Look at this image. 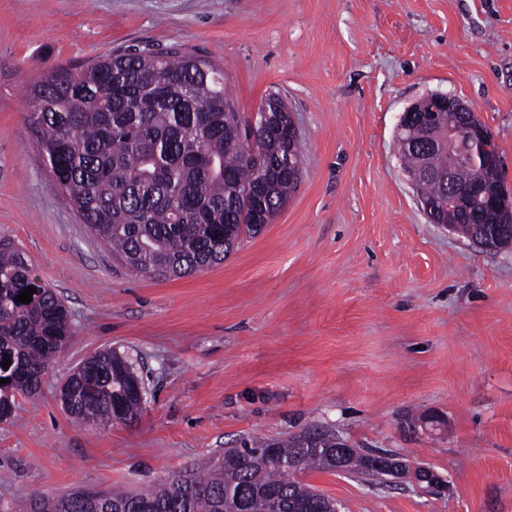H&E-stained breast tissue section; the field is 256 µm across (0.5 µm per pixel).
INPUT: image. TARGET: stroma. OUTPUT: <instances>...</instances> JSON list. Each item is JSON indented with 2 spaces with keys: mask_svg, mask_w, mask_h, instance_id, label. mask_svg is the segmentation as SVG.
<instances>
[{
  "mask_svg": "<svg viewBox=\"0 0 512 512\" xmlns=\"http://www.w3.org/2000/svg\"><path fill=\"white\" fill-rule=\"evenodd\" d=\"M222 64L241 120L273 93L302 149L285 207L224 263L132 272L52 185L29 83L130 45ZM470 106L512 193V0H0V236L74 338L0 423V512L80 486L137 491L241 439L329 429L440 492L308 471L340 512H512V246L430 223L395 150L433 94ZM112 349L145 381L134 422L76 425L64 379Z\"/></svg>",
  "mask_w": 512,
  "mask_h": 512,
  "instance_id": "35a3bbf8",
  "label": "stroma"
}]
</instances>
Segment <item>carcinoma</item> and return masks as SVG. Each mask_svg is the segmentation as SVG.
<instances>
[{"label":"carcinoma","mask_w":512,"mask_h":512,"mask_svg":"<svg viewBox=\"0 0 512 512\" xmlns=\"http://www.w3.org/2000/svg\"><path fill=\"white\" fill-rule=\"evenodd\" d=\"M274 131L260 138L258 157L245 155L249 128L226 88L216 62L172 48L164 54L128 49L35 80L28 89L29 121L41 132L49 175L83 223L135 273L185 277L219 264L243 238L258 234L281 210L297 184L288 157L301 160L288 107L272 94ZM465 113L440 112L447 129ZM430 129L412 126L397 137L404 170L423 169L420 196L434 224L456 223L470 240L497 229L512 241V210L479 206L464 215L450 200L448 173L461 185L480 173L503 183L501 169L484 168L498 154L493 141L483 156L466 143L434 148ZM36 288L28 304L20 291ZM73 338L68 312L57 294L33 274L25 255L0 237V422L17 419L18 398L33 397L51 363ZM67 413L74 422L134 419L145 387L133 363L110 349L79 365L66 378ZM372 448L336 453V434L306 430L286 439H251L224 450L203 471L186 470L137 492H97L84 497H31L44 512H336V501L298 480V471L345 470L381 482L391 472L376 466Z\"/></svg>","instance_id":"carcinoma-1"}]
</instances>
